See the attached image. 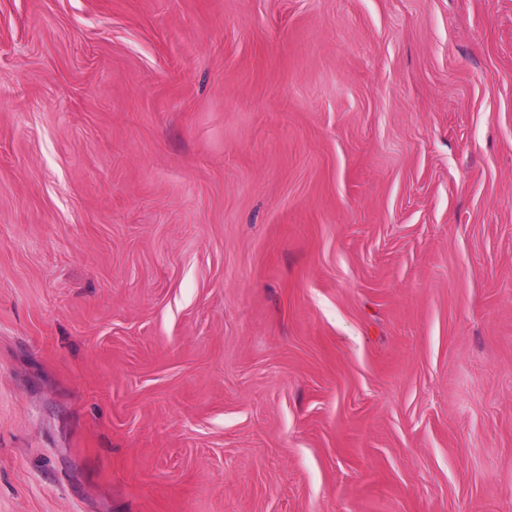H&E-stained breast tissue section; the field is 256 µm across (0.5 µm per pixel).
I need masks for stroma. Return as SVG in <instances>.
I'll list each match as a JSON object with an SVG mask.
<instances>
[{
  "label": "stroma",
  "instance_id": "1",
  "mask_svg": "<svg viewBox=\"0 0 512 512\" xmlns=\"http://www.w3.org/2000/svg\"><path fill=\"white\" fill-rule=\"evenodd\" d=\"M0 512H512V0H0Z\"/></svg>",
  "mask_w": 512,
  "mask_h": 512
}]
</instances>
